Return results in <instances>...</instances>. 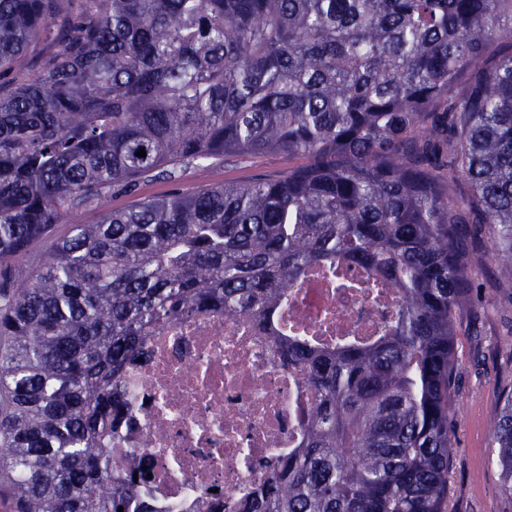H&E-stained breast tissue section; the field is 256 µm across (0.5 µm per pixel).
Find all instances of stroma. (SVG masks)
I'll return each instance as SVG.
<instances>
[{"instance_id":"35a3bbf8","label":"stroma","mask_w":512,"mask_h":512,"mask_svg":"<svg viewBox=\"0 0 512 512\" xmlns=\"http://www.w3.org/2000/svg\"><path fill=\"white\" fill-rule=\"evenodd\" d=\"M65 25H51L27 49L29 67L25 73H0V84L11 86L21 77L39 74L54 56ZM299 156L265 153L240 162L205 161L188 167L179 182L161 178L141 180L130 193L107 197L104 207L73 210L50 236L33 241L26 260L40 262L53 239L72 233L79 224L97 223L103 211H123L136 202L178 190L191 192L203 186L244 183L259 177H276L300 164ZM500 271L489 254H479L473 264L474 296L484 305L480 333L456 337L457 427L453 440V465L448 480V512H512V498L501 492L500 470L493 443L494 429L502 406V393L512 388V293L491 288Z\"/></svg>"}]
</instances>
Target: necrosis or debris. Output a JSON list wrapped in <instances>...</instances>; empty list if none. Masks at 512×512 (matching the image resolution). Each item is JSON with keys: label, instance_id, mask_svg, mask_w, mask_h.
Returning a JSON list of instances; mask_svg holds the SVG:
<instances>
[{"label": "necrosis or debris", "instance_id": "obj_1", "mask_svg": "<svg viewBox=\"0 0 512 512\" xmlns=\"http://www.w3.org/2000/svg\"><path fill=\"white\" fill-rule=\"evenodd\" d=\"M400 304L365 271L311 269L273 328L323 343L371 340ZM123 382L127 418L109 438L113 468L145 466L160 512H239L272 465L298 447L313 395L255 320L202 311L158 329Z\"/></svg>", "mask_w": 512, "mask_h": 512}]
</instances>
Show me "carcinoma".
Segmentation results:
<instances>
[{
  "mask_svg": "<svg viewBox=\"0 0 512 512\" xmlns=\"http://www.w3.org/2000/svg\"><path fill=\"white\" fill-rule=\"evenodd\" d=\"M0 0V482L11 512H157L112 470L122 379L161 326L262 324L305 271L358 265L402 294L372 342L273 336L316 401L240 512H445L457 321L490 254L512 289V0ZM145 149L146 156L136 152ZM301 155L274 179L72 210L211 158ZM512 497V388L494 431ZM67 30L68 26L66 27L62 23L51 25L50 29L39 40L29 45L27 49L28 69L23 73L3 71L0 83L8 88L14 82L39 74L54 56L58 48L59 38L66 34ZM103 213V208L95 205L74 209L61 224H55L53 231L46 237L33 241L27 251L26 263L36 266L49 252L51 241L72 233L77 224H96Z\"/></svg>",
  "mask_w": 512,
  "mask_h": 512,
  "instance_id": "carcinoma-1",
  "label": "carcinoma"
}]
</instances>
